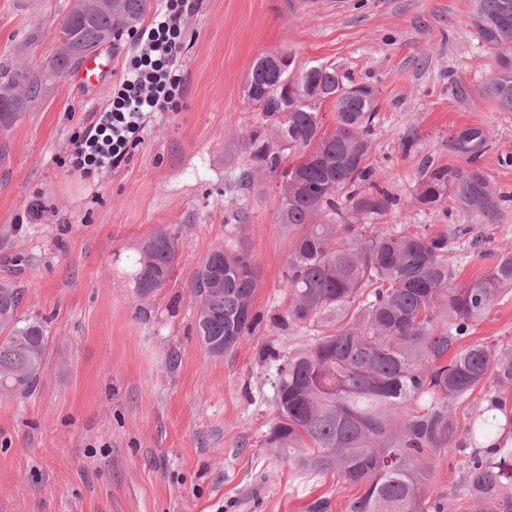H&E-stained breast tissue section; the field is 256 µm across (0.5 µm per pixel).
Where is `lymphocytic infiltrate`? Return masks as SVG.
<instances>
[{
  "label": "lymphocytic infiltrate",
  "mask_w": 512,
  "mask_h": 512,
  "mask_svg": "<svg viewBox=\"0 0 512 512\" xmlns=\"http://www.w3.org/2000/svg\"><path fill=\"white\" fill-rule=\"evenodd\" d=\"M195 0H162L152 22L128 34L138 51L128 57L112 94V108L73 140L77 169L120 168L142 141L153 112H174L184 91L179 59L184 44L183 20Z\"/></svg>",
  "instance_id": "lymphocytic-infiltrate-1"
}]
</instances>
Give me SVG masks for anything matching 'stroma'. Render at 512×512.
Wrapping results in <instances>:
<instances>
[{
	"instance_id": "obj_1",
	"label": "stroma",
	"mask_w": 512,
	"mask_h": 512,
	"mask_svg": "<svg viewBox=\"0 0 512 512\" xmlns=\"http://www.w3.org/2000/svg\"><path fill=\"white\" fill-rule=\"evenodd\" d=\"M69 0H0V67L56 48ZM472 0H198L185 17L179 111L151 116L126 165L83 175L71 140L112 101L68 76L10 130L0 131V281L24 288V319H42L49 356L26 398H0V512H307L317 498L345 512L358 490L333 473L302 472L266 448L276 370L294 333L278 326L288 293V240L275 222L273 178L241 199L242 138L260 119L245 96L256 58L284 55L288 73L335 66L373 86L379 123L368 158L378 184L398 197L389 221L429 235L462 216L410 200L425 167L455 169L448 147L460 128L492 140L481 163L505 201L483 218L485 251L454 241L461 279L512 245V112L489 88L492 57L466 22ZM413 147H406V137ZM182 229L169 281L140 296L142 243ZM260 271L257 325L217 359L198 340L190 276L228 234ZM512 349V296L474 329Z\"/></svg>"
}]
</instances>
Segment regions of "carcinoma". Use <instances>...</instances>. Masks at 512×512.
I'll return each mask as SVG.
<instances>
[{
	"label": "carcinoma",
	"mask_w": 512,
	"mask_h": 512,
	"mask_svg": "<svg viewBox=\"0 0 512 512\" xmlns=\"http://www.w3.org/2000/svg\"><path fill=\"white\" fill-rule=\"evenodd\" d=\"M72 0L57 25L70 36L38 61L24 57L0 69V131L12 128L53 80L88 53L139 25L150 0ZM468 23L493 58L489 86L498 107L512 112V0H474ZM293 84L281 100L266 93ZM249 104L262 114L245 142L246 168L235 180L237 196L254 193L261 179L288 164L280 184L277 223L288 235L285 287L288 327L317 334L277 365L276 416L266 444L313 473L334 471L361 488L347 512H451L435 485L448 455L471 448L458 492L475 512H512V448L494 433L492 410H503L512 356L490 339H471L476 323L497 300L512 294V246L494 253L481 275L459 280L448 235L390 224L399 199L374 180L367 165L370 136L379 122L371 87L349 89L336 67L317 65L296 78L264 66L250 73ZM333 101L336 127L323 130L317 112ZM490 135L479 125L449 141L465 165L426 169L412 203L436 208L453 201L465 216H487L502 196L479 166ZM367 189L362 190L360 186ZM454 234L487 236L472 224ZM180 251V230L163 228L147 240L136 288L148 296L169 280ZM260 272L245 245L233 238L212 249L194 269L196 328L205 349L219 341L221 358L251 331ZM25 290L0 282V396L23 397L38 387L47 357L42 323L18 316ZM496 383L473 406L459 429L454 406L491 378Z\"/></svg>",
	"instance_id": "1"
}]
</instances>
